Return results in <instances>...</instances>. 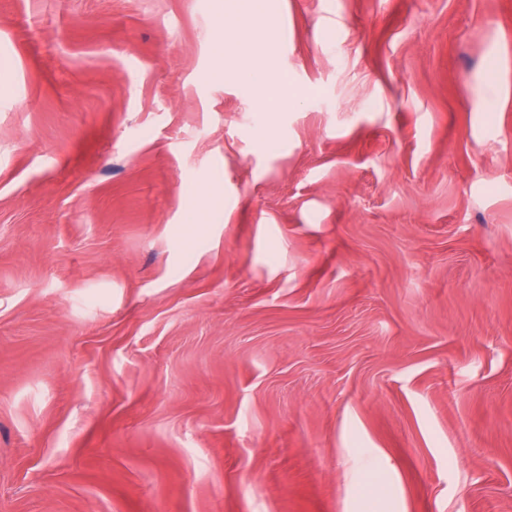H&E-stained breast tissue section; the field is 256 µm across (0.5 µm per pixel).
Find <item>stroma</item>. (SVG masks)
<instances>
[{"mask_svg": "<svg viewBox=\"0 0 512 512\" xmlns=\"http://www.w3.org/2000/svg\"><path fill=\"white\" fill-rule=\"evenodd\" d=\"M266 2L0 0V512H512V0ZM232 13L236 16L238 23H249L257 14L264 11V0H229ZM264 39H266L265 33L252 39H238L233 45V55L245 65L242 77L252 83L257 96L263 102L269 99L272 93L269 84L260 76V66L257 61V44Z\"/></svg>", "mask_w": 512, "mask_h": 512, "instance_id": "stroma-1", "label": "stroma"}]
</instances>
